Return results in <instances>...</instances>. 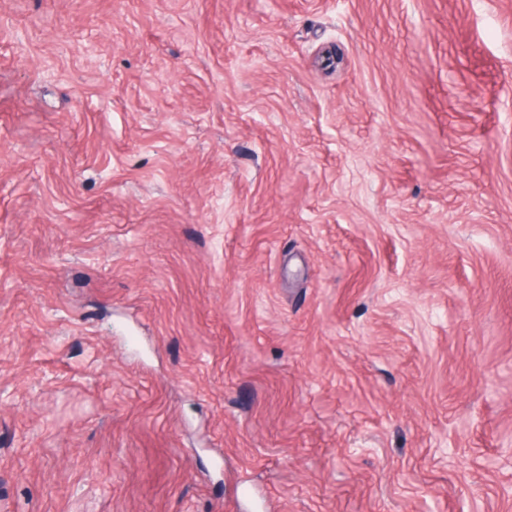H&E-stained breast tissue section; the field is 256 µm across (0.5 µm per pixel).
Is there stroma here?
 Returning <instances> with one entry per match:
<instances>
[{
    "label": "stroma",
    "instance_id": "35a3bbf8",
    "mask_svg": "<svg viewBox=\"0 0 512 512\" xmlns=\"http://www.w3.org/2000/svg\"><path fill=\"white\" fill-rule=\"evenodd\" d=\"M512 0H0V512H512Z\"/></svg>",
    "mask_w": 512,
    "mask_h": 512
}]
</instances>
